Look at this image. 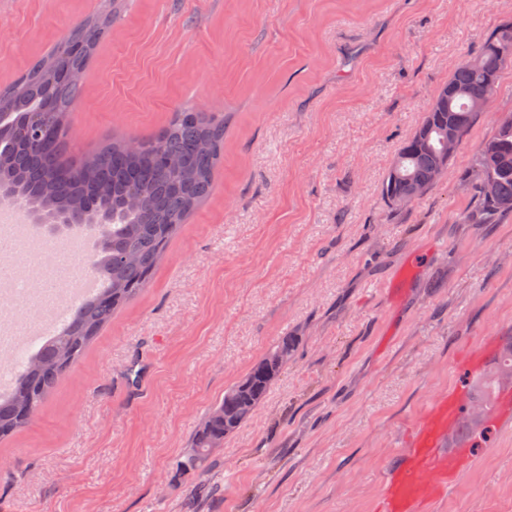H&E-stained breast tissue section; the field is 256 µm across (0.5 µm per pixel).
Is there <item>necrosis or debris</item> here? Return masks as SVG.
Masks as SVG:
<instances>
[{"mask_svg": "<svg viewBox=\"0 0 512 512\" xmlns=\"http://www.w3.org/2000/svg\"><path fill=\"white\" fill-rule=\"evenodd\" d=\"M4 260L12 278L0 281V365L18 370L39 350L50 326L62 325L83 274L57 259V239L31 235L25 225L0 221Z\"/></svg>", "mask_w": 512, "mask_h": 512, "instance_id": "4bbe7bcc", "label": "necrosis or debris"}]
</instances>
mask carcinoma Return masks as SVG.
Listing matches in <instances>:
<instances>
[{"label":"carcinoma","mask_w":512,"mask_h":512,"mask_svg":"<svg viewBox=\"0 0 512 512\" xmlns=\"http://www.w3.org/2000/svg\"><path fill=\"white\" fill-rule=\"evenodd\" d=\"M119 8L87 19L74 27L52 53L31 64L18 80L0 89V184L20 203L46 217L82 211L92 205L118 215L105 239L94 248L96 275L103 288L85 298L64 327L48 337L5 395H0V439H7L31 421L29 408H40L57 382L85 354L115 311L125 306L148 283L169 242L187 218L207 198L224 147V119L193 109L175 113L157 134L141 140L132 153L126 143L101 149L76 168L63 166L59 157L67 135L66 118L83 97V83L70 74H84L100 40ZM512 63V22L501 24L480 49L462 62L445 87L459 94L442 107L432 102L426 125L418 126L398 148L382 187L384 199L402 195L411 185L432 187L441 161L448 128L462 140L479 110L474 104L495 91L500 73ZM468 181L485 222L512 213V113L498 123L494 134L473 157ZM294 351V341L282 337L251 369L253 386L243 398L256 411L283 366L272 370L265 362ZM512 386V352L491 362L475 388L481 405L471 407L462 426L481 425L492 407L494 393ZM225 419L206 416L195 431L189 465L204 469L214 459L211 442L222 441L249 416L240 417L226 398Z\"/></svg>","instance_id":"1"}]
</instances>
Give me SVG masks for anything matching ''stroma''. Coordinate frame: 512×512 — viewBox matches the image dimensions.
Returning a JSON list of instances; mask_svg holds the SVG:
<instances>
[{"instance_id":"obj_1","label":"stroma","mask_w":512,"mask_h":512,"mask_svg":"<svg viewBox=\"0 0 512 512\" xmlns=\"http://www.w3.org/2000/svg\"><path fill=\"white\" fill-rule=\"evenodd\" d=\"M107 0H0V87ZM512 0H126L68 116L64 159L225 119L211 195L31 424L0 442V512H376L405 437L512 350V214L466 224L473 155L512 113V63L448 174L406 211L382 185ZM296 345L207 475L191 433L280 337ZM428 512H512V434Z\"/></svg>"}]
</instances>
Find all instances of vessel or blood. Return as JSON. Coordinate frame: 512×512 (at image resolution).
<instances>
[{"mask_svg": "<svg viewBox=\"0 0 512 512\" xmlns=\"http://www.w3.org/2000/svg\"><path fill=\"white\" fill-rule=\"evenodd\" d=\"M467 401L462 389L439 395L429 414L406 438L404 453L389 473L377 512H424L459 476L466 458L450 446L449 433L463 416Z\"/></svg>", "mask_w": 512, "mask_h": 512, "instance_id": "1", "label": "vessel or blood"}]
</instances>
